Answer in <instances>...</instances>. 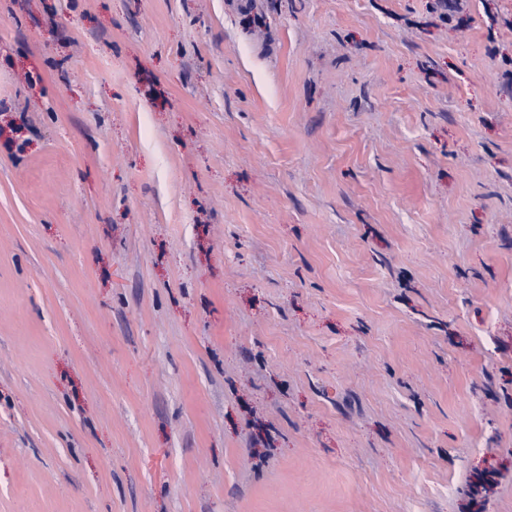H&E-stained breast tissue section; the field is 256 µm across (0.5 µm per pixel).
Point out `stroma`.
Wrapping results in <instances>:
<instances>
[{
	"label": "stroma",
	"mask_w": 512,
	"mask_h": 512,
	"mask_svg": "<svg viewBox=\"0 0 512 512\" xmlns=\"http://www.w3.org/2000/svg\"><path fill=\"white\" fill-rule=\"evenodd\" d=\"M512 0H0V512H512Z\"/></svg>",
	"instance_id": "35a3bbf8"
}]
</instances>
